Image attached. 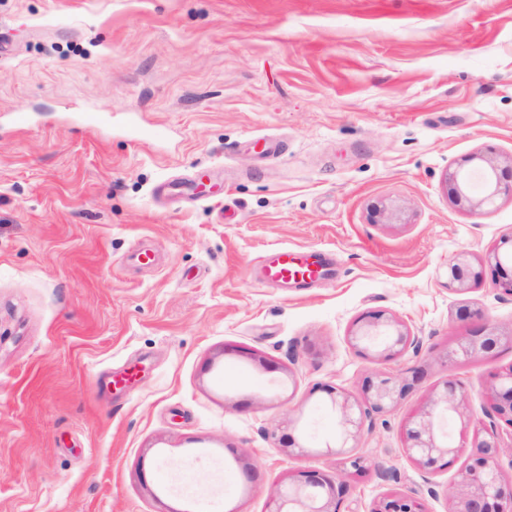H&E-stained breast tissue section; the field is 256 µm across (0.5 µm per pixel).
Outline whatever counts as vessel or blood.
I'll return each mask as SVG.
<instances>
[{"mask_svg":"<svg viewBox=\"0 0 512 512\" xmlns=\"http://www.w3.org/2000/svg\"><path fill=\"white\" fill-rule=\"evenodd\" d=\"M332 268L323 254H304L295 248L282 247L263 260L256 275L261 283L280 286L327 278Z\"/></svg>","mask_w":512,"mask_h":512,"instance_id":"obj_1","label":"vessel or blood"}]
</instances>
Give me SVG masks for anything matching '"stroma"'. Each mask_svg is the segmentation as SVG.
Returning <instances> with one entry per match:
<instances>
[{
    "label": "stroma",
    "instance_id": "1",
    "mask_svg": "<svg viewBox=\"0 0 512 512\" xmlns=\"http://www.w3.org/2000/svg\"><path fill=\"white\" fill-rule=\"evenodd\" d=\"M0 40V512H264L291 473L336 468L313 386L354 395L420 364L361 431L344 508L399 491L450 512L462 461L424 477L402 428L448 378L480 427L512 365L508 343L446 358L466 303L512 332V297L448 286L456 256L512 234V195L476 214L444 184L474 153L512 163V0H0ZM87 107L112 125L89 130ZM201 171L202 200L161 194ZM376 203L399 219L372 223ZM283 246L330 254L335 276L259 283ZM374 310L422 352L358 354ZM130 368L132 388L103 387ZM291 431L310 455L276 448Z\"/></svg>",
    "mask_w": 512,
    "mask_h": 512
}]
</instances>
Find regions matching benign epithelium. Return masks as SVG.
<instances>
[{
  "label": "benign epithelium",
  "mask_w": 512,
  "mask_h": 512,
  "mask_svg": "<svg viewBox=\"0 0 512 512\" xmlns=\"http://www.w3.org/2000/svg\"><path fill=\"white\" fill-rule=\"evenodd\" d=\"M466 167L446 175L449 198L458 206L474 212L493 204L502 192L512 193V167L503 168L492 157L473 154ZM481 182L479 195H472V179ZM371 223L385 224L399 217V209L392 206H373ZM490 281L500 294L512 297V235L502 239L489 253L485 262L473 266L458 257L448 264V286L469 290ZM457 318L466 323L467 333L451 352L455 359H471L492 354L503 341H512V334L504 336L490 323L481 310L468 305L459 309ZM352 345L364 356L374 355L390 361L406 350H421L419 337L384 311L363 315L350 336ZM425 376V368L418 365L409 370V376L397 377L386 372L366 376L356 396L349 395L329 384L312 388V393L324 394V400L337 411L340 421L338 450L342 463L354 473L365 470L364 459L354 445L366 422L376 415L392 411ZM489 400L487 415L490 428L473 433L466 442L469 427L465 417L467 390L452 378L446 379L435 398L410 416L403 426V438L409 458L428 473L446 470L458 457L461 449L471 445L467 465L460 472V480L449 493L451 512H512V479L503 477L500 463L506 446L498 426L512 429V365L493 373L486 385ZM457 419L461 424V440H448L444 420ZM277 448L288 456H302L307 451L304 441L292 434L278 438ZM242 481L257 482V468L244 458L237 457ZM348 485L337 474L317 469L298 471L288 482L273 488L267 498L265 512H341ZM373 512H425L422 502L402 493L393 492L382 498Z\"/></svg>",
  "instance_id": "1"
}]
</instances>
